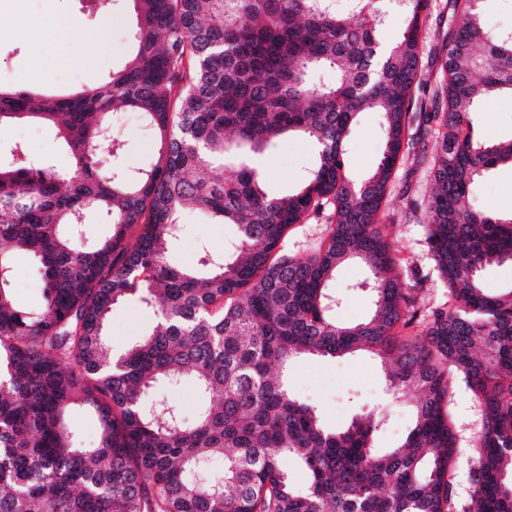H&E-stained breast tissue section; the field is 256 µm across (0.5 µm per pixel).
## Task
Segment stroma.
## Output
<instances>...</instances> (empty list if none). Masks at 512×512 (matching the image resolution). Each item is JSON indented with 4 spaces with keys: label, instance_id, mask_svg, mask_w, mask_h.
<instances>
[{
    "label": "stroma",
    "instance_id": "obj_1",
    "mask_svg": "<svg viewBox=\"0 0 512 512\" xmlns=\"http://www.w3.org/2000/svg\"><path fill=\"white\" fill-rule=\"evenodd\" d=\"M429 19L421 35V73L418 99L428 98L442 81L437 59L439 32L448 27L452 14L450 0H429ZM48 19L66 16L73 22L72 58L58 61L52 47L21 38L18 30L27 17ZM136 19L131 0H112L103 16L92 18L79 11L77 0H0V87L26 88L45 94L70 93L106 80L128 61L134 47ZM474 136L490 142L512 139V98L501 96L475 114ZM113 130L128 140L131 149L128 165L137 166L153 157L155 147L146 138L136 113L124 111L114 115ZM410 135L418 139L415 153L406 155L390 183L386 204L380 215L381 230L402 260L404 282L413 276L424 277L426 306H446L450 293L439 280L431 258L426 232L412 212L415 204L427 198L432 189L430 158L442 142L443 129L437 122L411 126ZM23 143L34 157L58 161L63 152L54 128L21 120L0 124V142ZM382 151L380 116L360 113L347 139V172L354 180L367 177L376 166ZM315 160L310 140L293 136L284 140L263 162L266 183L271 191L282 192L294 187L297 175ZM473 201L483 210L507 216L512 214V164L491 169L480 181ZM333 219L330 212L309 214L304 223L291 228L282 251L289 255L312 253L327 239ZM231 224L205 221L197 213L182 217V231L172 254L175 264L195 266L201 244L224 250L234 239ZM368 276L366 268L348 264L336 274L333 289L342 304L337 318L357 323L367 316L370 299L361 287ZM152 314L133 299L114 305L106 325V335L113 350L121 351L142 337L152 325ZM383 367L379 358L362 353L345 359L305 358L288 370V386L300 399L314 405L323 421L332 427L347 424L355 406L349 394H357L365 406L382 405L385 426L376 436V445L391 448L400 444L414 425V393L385 400ZM451 419L457 445L471 448L483 427L482 409L465 383H458L451 403Z\"/></svg>",
    "mask_w": 512,
    "mask_h": 512
}]
</instances>
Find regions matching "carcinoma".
Instances as JSON below:
<instances>
[{
    "instance_id": "1",
    "label": "carcinoma",
    "mask_w": 512,
    "mask_h": 512,
    "mask_svg": "<svg viewBox=\"0 0 512 512\" xmlns=\"http://www.w3.org/2000/svg\"><path fill=\"white\" fill-rule=\"evenodd\" d=\"M132 2L134 53L108 80L68 95L0 91V124L52 125L67 150L62 170L17 142L0 164V512H512V289L480 286L487 266L512 261V217L471 201L512 163V139L482 142L472 121L512 96V28L488 25L485 0H452L434 111L416 116L428 0ZM393 14L402 29L386 41ZM325 71L333 81H316ZM122 110L157 147L140 167L113 132ZM365 111L381 117L383 150L355 182L347 133ZM417 117L446 129L422 211L452 303L428 315L422 281L402 282L378 224ZM290 134L308 137L315 162L271 193L258 160ZM185 210L236 227L228 249L202 243L189 269L171 261ZM325 210L329 238L282 254L288 229ZM89 213L107 226L93 242L81 236ZM19 256L44 283L38 305L14 294ZM351 260L368 268L373 303L356 324L336 319L330 288ZM127 297L154 325L115 354L104 324ZM357 351L386 361L391 395L418 394L397 447L374 446L383 413L330 427L289 390L298 359ZM456 376L484 417L466 505L453 494ZM186 385L201 400L191 422L173 397ZM75 403L96 414L93 448L75 446L64 418ZM287 459L307 470L305 487Z\"/></svg>"
}]
</instances>
